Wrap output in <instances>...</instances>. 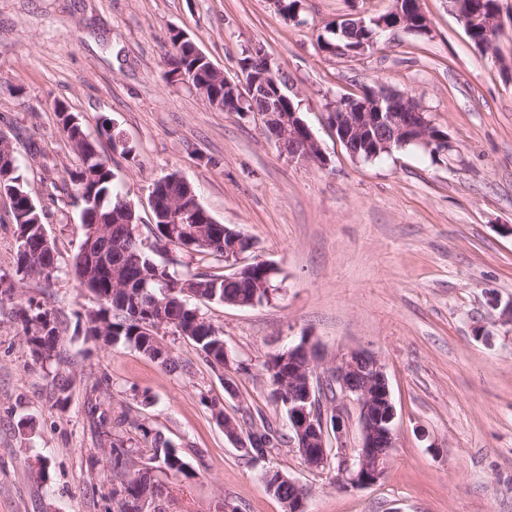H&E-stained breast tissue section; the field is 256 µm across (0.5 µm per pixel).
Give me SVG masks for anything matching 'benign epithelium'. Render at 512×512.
Instances as JSON below:
<instances>
[{"instance_id": "benign-epithelium-1", "label": "benign epithelium", "mask_w": 512, "mask_h": 512, "mask_svg": "<svg viewBox=\"0 0 512 512\" xmlns=\"http://www.w3.org/2000/svg\"><path fill=\"white\" fill-rule=\"evenodd\" d=\"M449 2L469 31L478 17L483 19L487 29L501 26L499 9L495 5L489 12L477 15L472 12L469 0ZM425 23L427 20L417 17L411 0H394L391 10L383 15L367 21L360 17L347 22L351 29L366 31L368 40L356 51L340 47L338 53L345 56L361 54L374 46V37L379 31L401 28L414 31ZM256 53V62L240 64V78L235 83L215 66L209 65L207 70L224 80V87L232 89L233 97L241 101H262V107L254 113L280 153L300 164L327 165L319 142L299 117L288 93L278 85L273 89L268 85V79H278L281 68L264 50L258 49ZM330 123L354 158L359 157V151L352 149V143L359 142L362 137L374 144V149L366 151L371 158L408 142L427 148L434 142L445 154L453 149L448 137L431 138V121L413 97L384 88H367L358 95L340 98L330 113ZM148 203L163 215L167 224H196L200 214L206 213L189 182L184 198L163 197L153 190ZM244 239L246 236L236 230L229 232L228 244L224 245V263L232 267L233 272L224 275L226 281L238 276L244 265L243 252L239 249V242ZM93 240L92 261L112 248V237L102 230L94 233ZM315 362L313 341L303 336L297 344L278 353L277 365H269L271 388L279 396L288 394L289 441L309 468L335 465L339 487L374 485L386 473L396 436V411L384 365L378 356L365 350L340 357L322 373L317 371ZM347 401L354 402L359 411L361 444L357 448H348L344 444L347 431L344 405Z\"/></svg>"}]
</instances>
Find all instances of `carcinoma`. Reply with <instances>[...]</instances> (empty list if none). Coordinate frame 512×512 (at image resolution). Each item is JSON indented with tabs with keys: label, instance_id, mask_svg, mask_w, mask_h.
I'll return each mask as SVG.
<instances>
[{
	"label": "carcinoma",
	"instance_id": "carcinoma-1",
	"mask_svg": "<svg viewBox=\"0 0 512 512\" xmlns=\"http://www.w3.org/2000/svg\"><path fill=\"white\" fill-rule=\"evenodd\" d=\"M196 60L185 50L169 53L166 64L176 72L180 68L192 67ZM59 124L63 125L61 133L69 142L75 140L80 150L73 151L77 163L65 168L62 177V190L66 192L64 205L80 209L81 225L103 223L111 228L112 236L120 242V250L113 254V263L122 269L120 284L123 288L117 293L120 303L114 305L101 298L107 293L103 284L110 280L111 268L105 263H92L88 257L76 252L67 272L71 273L80 285L99 300L95 311L85 314V335L94 340L105 336V346L112 347L119 343L135 347L145 356L158 362L165 370L175 372L183 370L172 356L169 349L158 348L160 337L154 330L143 324L145 318L164 313L169 329L185 336L203 360L212 369L224 368V336L208 321L196 305L198 301L222 304L226 300L246 302L254 294L255 284L263 276L259 266L243 269L238 278L226 283L224 275L204 272H181L182 257L188 251L181 249L166 234L165 224L160 216L152 215L154 223L149 231L152 243L145 242L140 234L130 236L127 224L138 227L141 221L139 209L130 203L116 189V173L112 161L103 157L100 151V138L108 143L120 134L114 128L112 120L101 117L97 126L98 136H91L83 123L64 128L68 117L57 113ZM0 176L7 178V185L27 192L21 173L17 154L11 159L0 161ZM37 219L31 222H19V216H13L17 227L18 245L30 248L33 260L31 270L21 272L19 280L49 281L59 276L62 268L52 240L45 239V213L39 209L33 212ZM206 244L194 248V252L224 259V247H212V242L224 237V225L204 224ZM167 251V257L159 259L156 252ZM0 277V302L8 299L15 301L14 317L21 326L23 339L35 360L55 365V370L47 373V386L50 389L53 406L66 407L73 378L62 366L66 364L62 341V322L56 312L41 306L31 299H15L14 285L3 286ZM129 426L130 431L150 445L149 461H143L140 448L133 445V438L122 430L104 431L109 447L102 449L111 464L107 478L120 489V497L112 498V507L105 512H129L131 501L150 489H159L163 483L156 472L162 471L172 477L189 478L194 470L187 459L178 451L170 440L156 431L146 419L132 417L125 412L120 416L116 426ZM275 445L285 441V435L270 425H262V430L254 434L251 449L263 455L270 453L266 445L270 440Z\"/></svg>",
	"mask_w": 512,
	"mask_h": 512
}]
</instances>
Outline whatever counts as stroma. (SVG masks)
Wrapping results in <instances>:
<instances>
[{
    "mask_svg": "<svg viewBox=\"0 0 512 512\" xmlns=\"http://www.w3.org/2000/svg\"><path fill=\"white\" fill-rule=\"evenodd\" d=\"M487 53L448 0H420L424 34L389 31L354 58L323 51L326 28L388 12L392 0H300L283 17L270 0H0V131L9 136L44 211L59 261L81 242L80 211L51 194L76 159L54 111L65 103L88 132L99 116L123 130L132 159L113 168L127 200L148 217L153 182L177 171L219 223L248 236V256L272 263V299L255 307L204 304L235 364L237 397L191 342L165 334L179 373L127 345L87 341L76 314L97 307L75 279L19 285L22 299L57 311L75 383L53 407L35 362L0 304V512H100L110 487L86 412L88 389L111 415L130 407L183 452L196 474L167 478L160 512H285L261 479L282 471L308 493L307 512H512V0ZM236 78L262 47L280 65L327 166L280 154L256 115L212 109L163 74L171 29ZM385 86L408 93L454 144L372 161L350 156L329 124L336 99ZM485 339L475 338L474 327ZM308 336L321 367L368 349L384 366L396 410V446L384 478L360 489L333 484V468L305 465L292 444L267 460L244 456L206 407L258 408L287 431L263 363ZM49 464L45 479L33 468Z\"/></svg>",
    "mask_w": 512,
    "mask_h": 512,
    "instance_id": "obj_1",
    "label": "stroma"
}]
</instances>
